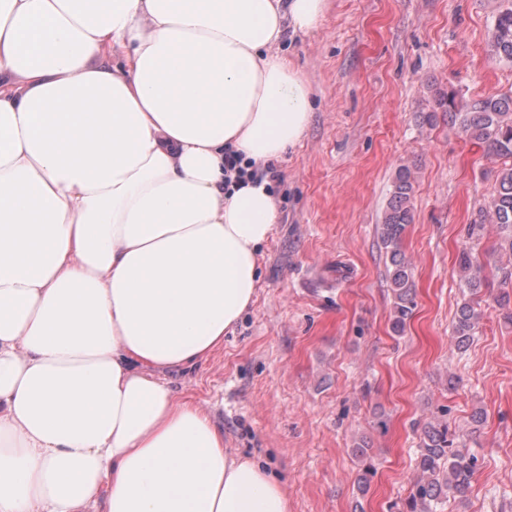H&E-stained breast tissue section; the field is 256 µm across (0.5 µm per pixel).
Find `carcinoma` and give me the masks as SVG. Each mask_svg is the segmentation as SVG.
Returning <instances> with one entry per match:
<instances>
[{
	"label": "carcinoma",
	"instance_id": "1",
	"mask_svg": "<svg viewBox=\"0 0 512 512\" xmlns=\"http://www.w3.org/2000/svg\"><path fill=\"white\" fill-rule=\"evenodd\" d=\"M489 52L495 58L512 62V6L501 11L496 19ZM440 116L458 123L461 133L484 145L489 154L512 159V94L475 100L467 111L461 112L454 93L438 91L423 122L432 126ZM414 179L410 166L398 167L391 199L382 224L378 225L381 243L389 256L387 281L394 298L392 330L397 334L404 332L416 307L414 270L401 249L403 236L415 219ZM488 226L495 228L500 236L504 257L490 266L464 248L457 258L460 279L473 296L481 292L489 270L500 275L505 284L512 281V164L499 171L491 201L480 211L479 219L467 225V238L482 237ZM482 316L479 301L470 299L461 305L453 323L457 349L467 348ZM422 434L416 461L418 476L413 480L408 497L401 503H393L389 512H441L442 506L450 501L458 505L468 501L478 458L457 441L448 423L442 420L427 422ZM352 454L361 463L358 489L364 495L370 489L377 468L369 446L359 444L352 448Z\"/></svg>",
	"mask_w": 512,
	"mask_h": 512
}]
</instances>
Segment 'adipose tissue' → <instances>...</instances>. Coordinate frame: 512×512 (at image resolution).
Wrapping results in <instances>:
<instances>
[{"mask_svg": "<svg viewBox=\"0 0 512 512\" xmlns=\"http://www.w3.org/2000/svg\"><path fill=\"white\" fill-rule=\"evenodd\" d=\"M327 0H0V512H289L165 371L221 348L279 222ZM122 65L112 63L113 56ZM242 163L243 159L240 155H237L234 152L227 153L225 156L224 170L226 174L228 175L229 173V175L225 177V185L229 186L232 183V173H234L236 180L244 179L246 177L254 179L259 175L261 178L268 176L273 181H277L279 179V175L274 171L272 166H268L265 171L259 172L257 169L253 168L250 161L246 162L245 166H243Z\"/></svg>", "mask_w": 512, "mask_h": 512, "instance_id": "1", "label": "adipose tissue"}]
</instances>
